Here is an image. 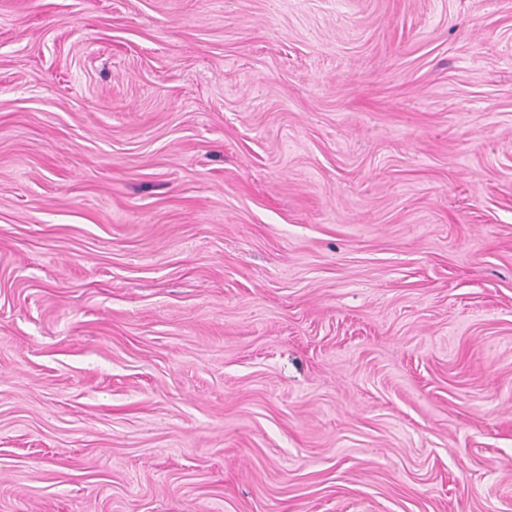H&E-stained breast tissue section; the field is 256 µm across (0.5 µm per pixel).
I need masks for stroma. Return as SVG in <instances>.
Returning <instances> with one entry per match:
<instances>
[{
    "label": "stroma",
    "mask_w": 512,
    "mask_h": 512,
    "mask_svg": "<svg viewBox=\"0 0 512 512\" xmlns=\"http://www.w3.org/2000/svg\"><path fill=\"white\" fill-rule=\"evenodd\" d=\"M0 512H512V0H0Z\"/></svg>",
    "instance_id": "stroma-1"
}]
</instances>
